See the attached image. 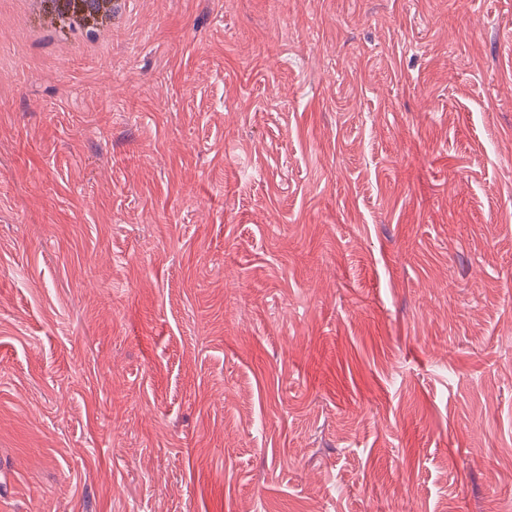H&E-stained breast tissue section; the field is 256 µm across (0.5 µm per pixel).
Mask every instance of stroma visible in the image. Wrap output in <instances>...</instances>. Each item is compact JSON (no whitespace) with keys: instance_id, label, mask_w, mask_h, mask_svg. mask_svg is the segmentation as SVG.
<instances>
[{"instance_id":"stroma-1","label":"stroma","mask_w":512,"mask_h":512,"mask_svg":"<svg viewBox=\"0 0 512 512\" xmlns=\"http://www.w3.org/2000/svg\"><path fill=\"white\" fill-rule=\"evenodd\" d=\"M0 0V512H512V0ZM50 9L57 20L67 28H88V22L98 12L100 3L92 0H56Z\"/></svg>"}]
</instances>
